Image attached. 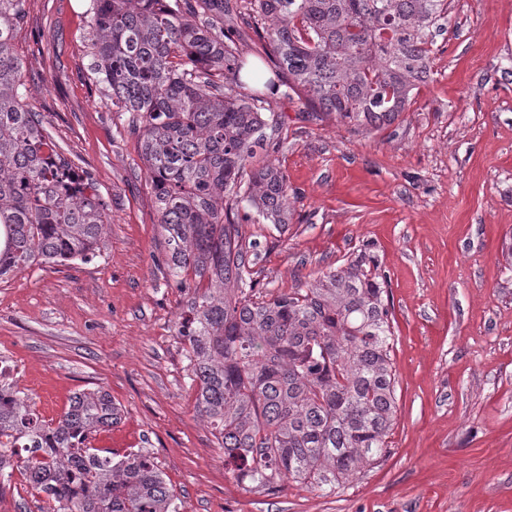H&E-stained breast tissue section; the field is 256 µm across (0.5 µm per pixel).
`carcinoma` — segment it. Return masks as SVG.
Segmentation results:
<instances>
[{"instance_id": "carcinoma-1", "label": "carcinoma", "mask_w": 512, "mask_h": 512, "mask_svg": "<svg viewBox=\"0 0 512 512\" xmlns=\"http://www.w3.org/2000/svg\"><path fill=\"white\" fill-rule=\"evenodd\" d=\"M89 0L86 56L117 112H130L178 284L207 282L181 318L195 412L249 489L332 492L382 460L397 419L387 277L362 251L286 291H262L241 222L288 223V179L269 159L277 121L242 92L241 26L275 67L267 88L359 126L394 123L431 72L451 0ZM28 0H0V280L35 262L88 263L108 224L24 104L11 49ZM248 180H243V176ZM249 210L239 214V204ZM120 420L104 390L74 394L49 423L0 381V482L19 472L46 512H180L151 455L90 445Z\"/></svg>"}]
</instances>
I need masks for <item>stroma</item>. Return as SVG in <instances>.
I'll list each match as a JSON object with an SVG mask.
<instances>
[{
  "label": "stroma",
  "instance_id": "obj_1",
  "mask_svg": "<svg viewBox=\"0 0 512 512\" xmlns=\"http://www.w3.org/2000/svg\"><path fill=\"white\" fill-rule=\"evenodd\" d=\"M88 0H29L12 50L31 111L107 207L88 263H37L0 281V360L42 419L102 389L119 424L91 444L144 448L181 512H512V0H453L432 68L401 120L337 122L297 94L267 95L292 188L285 228L246 224L259 287L285 291L367 248L389 278L397 420L389 452L331 493H267L224 471L193 409L165 233L131 132L84 55Z\"/></svg>",
  "mask_w": 512,
  "mask_h": 512
}]
</instances>
